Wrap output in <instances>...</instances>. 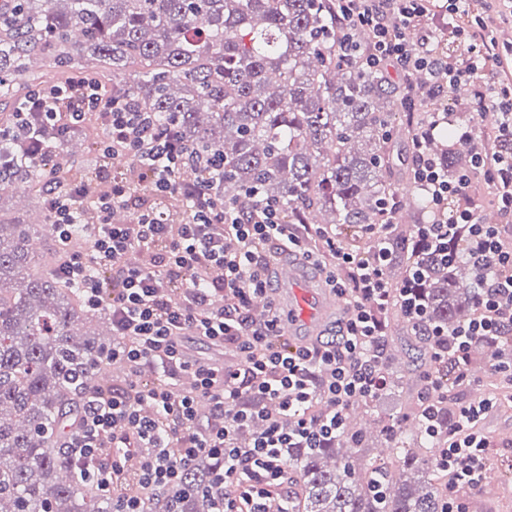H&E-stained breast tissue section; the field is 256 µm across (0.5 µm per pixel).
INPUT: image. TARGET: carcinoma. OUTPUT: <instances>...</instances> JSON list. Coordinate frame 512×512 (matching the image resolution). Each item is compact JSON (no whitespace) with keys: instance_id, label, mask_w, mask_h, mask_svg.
I'll return each instance as SVG.
<instances>
[{"instance_id":"1","label":"carcinoma","mask_w":512,"mask_h":512,"mask_svg":"<svg viewBox=\"0 0 512 512\" xmlns=\"http://www.w3.org/2000/svg\"><path fill=\"white\" fill-rule=\"evenodd\" d=\"M336 11V0H0V103L18 101L37 60L50 58L135 98L161 123L177 121L187 142L224 160L216 176L228 202L258 191L305 232L316 211L359 253L371 247L363 225H391L387 276L406 281L418 255L422 318L392 315L384 328L402 326L430 361L434 332L448 335L471 316L475 270L418 244L416 225L431 216L418 185L414 223L404 222L392 145L403 87L336 54ZM429 150L450 180L471 168L441 116ZM0 154L15 160L10 181L42 199L39 171L8 140ZM41 213L44 223L24 224L0 211V512H113L112 496L60 448L112 349V339L79 326L107 307L89 308L58 278L59 246ZM454 391L448 384L438 408L445 433ZM382 432L386 460L371 456L363 428L322 448L288 449L271 494L291 512H442L448 472L419 411L409 426L387 423ZM213 464L200 457L179 487L155 492L152 507L208 512L234 491L212 479Z\"/></svg>"}]
</instances>
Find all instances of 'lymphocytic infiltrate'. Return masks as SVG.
Listing matches in <instances>:
<instances>
[{
  "mask_svg": "<svg viewBox=\"0 0 512 512\" xmlns=\"http://www.w3.org/2000/svg\"><path fill=\"white\" fill-rule=\"evenodd\" d=\"M339 48L361 57L367 70L392 66L410 81L412 111L442 101L462 85L495 116L491 137L463 132L459 142L471 154L472 169L449 179L426 148L414 143L413 177L427 193L434 218L417 227L428 248L462 244L477 272L472 317L440 346V356L457 385L469 381V346L493 343L496 391L460 406L440 435L436 400L444 378L425 373L420 396L431 436H442L440 464L452 487L443 512H468L456 486L477 487L487 475L484 429L488 415L512 392V79L501 71V48L511 44L512 0H337ZM445 19L448 33L466 51L449 62L432 35L408 46L409 28L428 17ZM371 35L369 48L355 39ZM96 125L112 164L94 179L70 177L58 144ZM10 140L22 147L43 176V191L56 237L69 246L59 266L61 279L79 285L89 308L109 305L112 359L130 372L122 386L99 387L83 404L62 446L84 462L101 493H109L129 456L139 465L135 495L112 500L113 512H146L144 500L161 488L180 486L183 473L200 456L218 461L233 496L211 512H266L270 488L289 448H319L341 433L344 412L376 398L387 376L381 353L380 313L398 309L419 316L416 288L421 267L401 287H390L383 270L386 225L368 229L370 256L348 252L339 238L325 240L329 284L344 298L347 312L340 340L318 347H291L281 339L285 312L269 306L263 319L251 313L253 297L270 288L265 252L269 246L308 250L294 225L282 223L271 197L250 195L225 204L211 179L215 156L182 139L174 125L127 96L104 91L77 75L34 89L16 107ZM152 192L140 200L141 176ZM493 189L500 221L477 223L469 203L475 177ZM133 207L129 224H116V209ZM90 224L89 242L71 245V228ZM193 333L222 348L227 362L190 357L181 343ZM326 404L325 414L312 409Z\"/></svg>",
  "mask_w": 512,
  "mask_h": 512,
  "instance_id": "1",
  "label": "lymphocytic infiltrate"
}]
</instances>
